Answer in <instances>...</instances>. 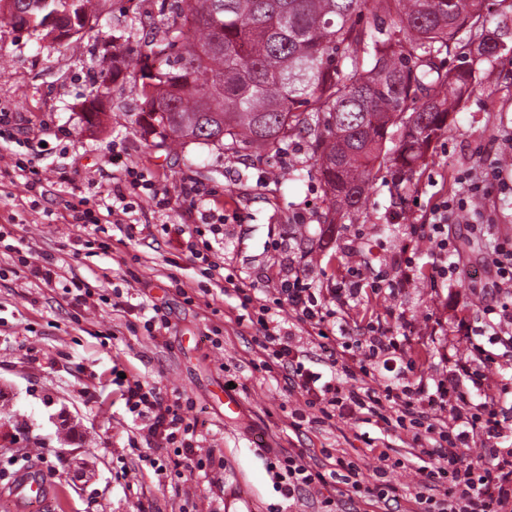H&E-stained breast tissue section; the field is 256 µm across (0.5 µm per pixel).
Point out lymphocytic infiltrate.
<instances>
[{"mask_svg":"<svg viewBox=\"0 0 512 512\" xmlns=\"http://www.w3.org/2000/svg\"><path fill=\"white\" fill-rule=\"evenodd\" d=\"M466 201L446 200L433 213V221L412 228V241L426 240L432 245L433 262L428 273L434 282L447 283L456 277L454 241L448 234L452 214L465 209ZM282 292L298 323L318 326L325 320V303L302 277L285 281ZM483 333L487 343L471 340L467 317H459L456 328L469 338L470 353L461 357L442 352L447 366L445 377L434 385L404 386L401 394L378 392L371 387L352 385L357 370L335 342H320L332 368L330 377L306 368L291 344V334L283 321L267 316L257 323L264 342L269 343V366L282 375L288 388L299 390L305 408L293 414L294 427L306 422V409H317L321 421L335 418L414 426L412 440L416 471L421 479L414 495L416 512H512V451H500L503 425L497 411L498 400L491 388L495 359L491 345L512 349V306H486ZM484 398L478 412L468 408L474 395ZM126 407L135 418L148 420L150 431L161 444L181 443V451L191 454L187 437L193 428L181 410L180 402L168 401L154 385L140 380L127 381L123 393ZM479 442L482 451L473 459L463 450ZM284 471L287 481L280 490L287 498H298L308 488L329 487L342 477L358 498L369 497L381 504L382 512H397L399 498L387 474L393 463L388 452H380L374 479H367L360 467L343 458L330 464H313L304 452H291L271 463Z\"/></svg>","mask_w":512,"mask_h":512,"instance_id":"lymphocytic-infiltrate-1","label":"lymphocytic infiltrate"}]
</instances>
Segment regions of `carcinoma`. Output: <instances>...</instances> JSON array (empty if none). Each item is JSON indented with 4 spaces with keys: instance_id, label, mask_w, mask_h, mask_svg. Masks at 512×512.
Wrapping results in <instances>:
<instances>
[{
    "instance_id": "1",
    "label": "carcinoma",
    "mask_w": 512,
    "mask_h": 512,
    "mask_svg": "<svg viewBox=\"0 0 512 512\" xmlns=\"http://www.w3.org/2000/svg\"><path fill=\"white\" fill-rule=\"evenodd\" d=\"M148 42L158 63L140 68L147 109L138 123L160 143L280 153L306 136L326 186L324 223L359 211L370 179L389 166L406 208L413 174L449 117L503 49L485 0H175ZM107 0H50L98 24ZM373 21L360 22L365 9ZM144 22L121 34L140 43ZM459 64L446 70L443 60ZM107 74L90 91L99 123Z\"/></svg>"
}]
</instances>
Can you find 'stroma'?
Masks as SVG:
<instances>
[{
	"mask_svg": "<svg viewBox=\"0 0 512 512\" xmlns=\"http://www.w3.org/2000/svg\"><path fill=\"white\" fill-rule=\"evenodd\" d=\"M134 0H109L107 14L77 52H61L40 37L0 22V226L19 252L0 248V512L15 473L36 463L65 490V512H224L225 501H252L255 512H318L323 490L285 498L268 469L269 452L303 449L312 461L344 457L373 475L388 450L402 460L411 435L382 431L354 419L291 425L303 407L280 374L265 371L258 327L260 308L285 321L307 367L324 371L310 326L298 323L281 295L283 281L303 276L322 294L344 287L351 271L370 263L368 280H395V263L412 225L427 224L437 204L467 193L486 161L503 171L485 185L480 207H468L451 226L461 273L436 288L418 279L400 291L362 289L326 319L337 345L367 368L366 383L401 388L434 384L445 367L441 349L467 354L453 332L454 314L468 309L480 326L483 305L499 302L487 256L512 240V0H486L491 27L508 44L453 114L450 131L435 142L417 170L408 206L393 204L394 176L370 183L360 211L338 224L324 221V184L306 139L284 153H227L192 145L169 154L136 120L142 99L129 77L143 45L116 46L134 17ZM113 49L128 80L114 84L96 127L85 124L83 102ZM496 105L485 103L486 89ZM304 162L301 180L288 170ZM143 171L167 202L142 197L123 223H112V187L126 168ZM223 216L220 234L205 222ZM182 224L198 225L224 274L251 290L250 305L217 290L203 265L176 244ZM95 246L76 254L78 243ZM49 260L72 272L91 293L84 302L62 285L29 278L19 256ZM168 323L147 331L154 310ZM376 322L402 338L395 371L367 360L366 325ZM180 397L197 425L194 453L182 476L145 462L159 442L147 421L128 412L113 370ZM232 391L239 413L225 415ZM84 477H77V470Z\"/></svg>",
	"mask_w": 512,
	"mask_h": 512,
	"instance_id": "obj_1",
	"label": "stroma"
}]
</instances>
